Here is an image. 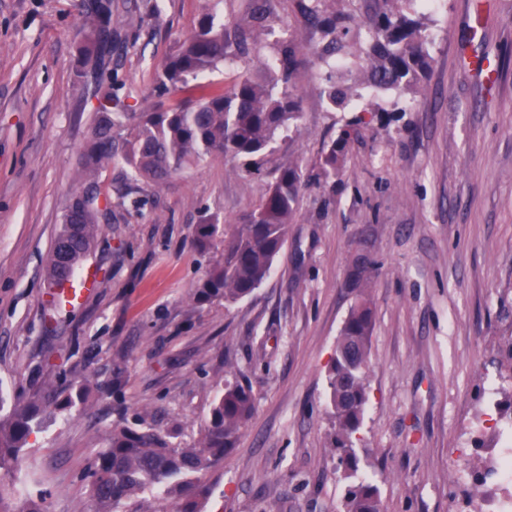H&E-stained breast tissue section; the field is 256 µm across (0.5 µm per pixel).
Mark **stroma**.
Instances as JSON below:
<instances>
[{
	"mask_svg": "<svg viewBox=\"0 0 512 512\" xmlns=\"http://www.w3.org/2000/svg\"><path fill=\"white\" fill-rule=\"evenodd\" d=\"M117 0L112 67L135 111L155 103L157 66L216 8L261 58L208 75L229 88L287 43L301 50L299 117L257 167L211 155L161 187L142 185L101 225L99 283L81 306L46 302V258L78 187L92 105L77 82L78 0H0V399L91 378L86 404L29 438L24 495L45 512H89L86 485L118 408L149 411L177 441L199 436L225 381L255 399L235 448L210 475L206 512H342L326 370L368 258L373 331L360 469L384 512H481L471 496L512 440V0H443L428 12L432 68L406 94L378 95L336 168L323 150L353 110H331L318 36L300 0ZM488 56L487 83L469 62ZM303 188L271 276L235 304L194 300L221 259L192 242L204 220L232 225L282 166Z\"/></svg>",
	"mask_w": 512,
	"mask_h": 512,
	"instance_id": "1",
	"label": "stroma"
}]
</instances>
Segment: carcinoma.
<instances>
[{
    "label": "carcinoma",
    "mask_w": 512,
    "mask_h": 512,
    "mask_svg": "<svg viewBox=\"0 0 512 512\" xmlns=\"http://www.w3.org/2000/svg\"><path fill=\"white\" fill-rule=\"evenodd\" d=\"M309 2L308 20L319 32L313 51L327 68L322 94L329 108L343 109L354 99L363 112H382L384 108L373 101V92L410 90L429 71L427 28L409 12L417 0H357L363 7L359 17L345 6L352 0ZM115 9L114 0L79 3L77 76L94 100L93 128L80 157L79 189L48 254L47 277L51 281L75 271L77 259L94 247L99 224L112 219V197L102 193L99 185L104 170L120 164L124 176L158 187L212 154L248 167L271 151L275 137L289 127L299 111L291 81L300 60L298 47L291 43L280 51L276 77L263 80L250 72L241 74L226 91L189 85L247 48L246 34L211 12L201 16L196 31L156 72L158 95L174 97L176 103L167 106L160 100L145 112L131 111L112 77ZM358 22L368 30V64L355 75L351 65L336 63V54L344 49L349 24ZM360 122L359 118L347 122L327 146L325 173L336 171ZM302 186L298 167H282L258 207L242 216L232 232L210 221L195 226L194 244L202 253L216 236H224V257L206 268L193 292L196 300L222 298L235 303L261 286L287 242ZM372 276L373 268L367 262L350 274V287L357 290L358 300L343 322L327 368L332 448L350 480L343 498L344 512H382L378 487L353 480L359 462L355 435L369 401L366 369L373 315L367 290ZM90 391L88 384L60 385L23 398L8 412L0 413V473L10 478L6 484L0 482V512H44L30 500L17 509L5 508V500L16 494L20 460L32 433L57 413L84 402ZM253 412L251 388L236 382L224 384L199 439L189 445L173 443L172 435L149 421L146 412L131 422L121 417L112 428L107 447L92 465L87 494L93 512H124L129 502L140 500L148 491L156 493L157 506L147 512H205L212 493L209 475L235 447Z\"/></svg>",
    "instance_id": "obj_1"
}]
</instances>
